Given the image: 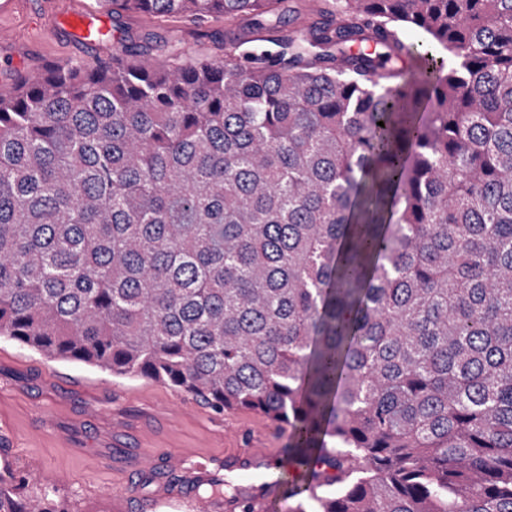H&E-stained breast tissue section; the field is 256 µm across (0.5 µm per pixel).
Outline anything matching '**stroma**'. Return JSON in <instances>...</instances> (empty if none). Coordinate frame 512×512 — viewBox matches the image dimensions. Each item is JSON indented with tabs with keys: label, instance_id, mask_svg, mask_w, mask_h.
Listing matches in <instances>:
<instances>
[{
	"label": "stroma",
	"instance_id": "35a3bbf8",
	"mask_svg": "<svg viewBox=\"0 0 512 512\" xmlns=\"http://www.w3.org/2000/svg\"><path fill=\"white\" fill-rule=\"evenodd\" d=\"M93 0H25L10 18L17 39L7 47L12 64L0 77V91L9 93L34 71H47L55 62L83 64L87 58L111 59L115 49L137 47L145 39L157 40L155 65L176 59L193 62L221 57L237 51L264 50L261 42L250 41L247 21L225 27L223 20L193 23L185 19L165 21L139 13L92 11ZM89 12L103 43L86 47L62 30L68 12ZM41 18L46 35L40 47L29 46L31 23ZM125 388L124 396L113 393ZM174 388L141 378H125L73 361H50L17 343L0 339V454L11 457L15 470L26 474L33 494L52 490L68 512H134L133 505L116 489L124 481L120 471L104 469L97 457L101 437L113 425L138 428L147 447L156 455L175 449L189 459L206 458L223 462L227 453L255 444L275 449L274 467L261 475L270 495L264 512H290L308 496V474L291 471L288 439L267 418L246 412H219L198 399H190L186 412L169 411L164 425L155 427V413L169 410ZM52 412L59 428L67 433L60 440L46 432L37 408ZM170 485L187 482L181 471H166L161 477H136L138 498L152 506V512H197L192 500L162 498L159 481Z\"/></svg>",
	"mask_w": 512,
	"mask_h": 512
}]
</instances>
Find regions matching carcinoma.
Here are the masks:
<instances>
[{"mask_svg": "<svg viewBox=\"0 0 512 512\" xmlns=\"http://www.w3.org/2000/svg\"><path fill=\"white\" fill-rule=\"evenodd\" d=\"M95 3L277 51L0 95V338L264 415L293 512H512V0Z\"/></svg>", "mask_w": 512, "mask_h": 512, "instance_id": "1", "label": "carcinoma"}]
</instances>
